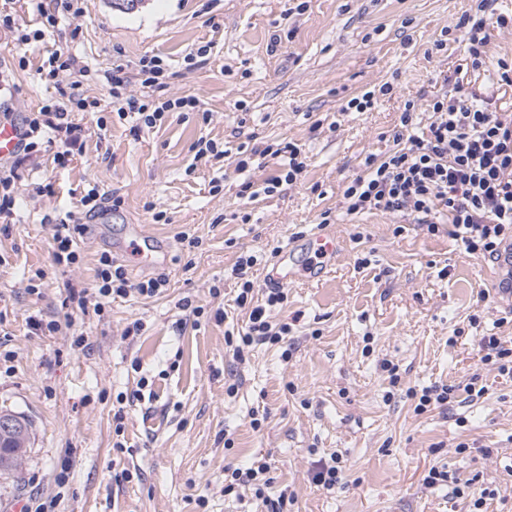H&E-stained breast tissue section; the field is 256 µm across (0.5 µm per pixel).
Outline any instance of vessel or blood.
Returning a JSON list of instances; mask_svg holds the SVG:
<instances>
[{
  "mask_svg": "<svg viewBox=\"0 0 512 512\" xmlns=\"http://www.w3.org/2000/svg\"><path fill=\"white\" fill-rule=\"evenodd\" d=\"M24 133L20 123L0 120V163L14 157ZM120 243L127 252L137 256L142 267H156L168 260V244L147 233L143 225L125 226ZM337 251L336 237L328 232H316L291 242L267 269L265 282L273 287L301 278L311 281L322 279ZM498 269L497 294L502 303L512 309V245L502 249Z\"/></svg>",
  "mask_w": 512,
  "mask_h": 512,
  "instance_id": "vessel-or-blood-1",
  "label": "vessel or blood"
}]
</instances>
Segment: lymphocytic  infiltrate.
Here are the masks:
<instances>
[{"label": "lymphocytic infiltrate", "mask_w": 512, "mask_h": 512, "mask_svg": "<svg viewBox=\"0 0 512 512\" xmlns=\"http://www.w3.org/2000/svg\"><path fill=\"white\" fill-rule=\"evenodd\" d=\"M27 2L42 27L20 35L17 42L22 46L43 40L46 29L56 27L61 16L77 19L84 13L83 0ZM37 73L40 81L55 88L56 93L27 113L22 121L25 137L16 157L0 166L1 219L14 213L19 169L40 153L43 145L54 147L52 162L60 168L82 150L90 127L75 122L74 113H91L94 128L103 131L107 128L105 112H113L128 123L135 137L161 127L176 112L195 113L205 125L211 122V112L197 97L167 96L168 66L157 55H143L134 63L118 58L94 68L69 49L54 45L44 48ZM135 80L148 87V94L132 93L130 85ZM97 82L110 86L111 102L91 95L90 86ZM414 109V103H406L402 128L394 135V149L380 158L367 157L365 174L346 185L343 198L347 213L400 216L425 227L432 235L447 224L465 253L498 259L502 248L512 242V114L492 111L490 100L465 94L460 88L453 96L433 99L424 128H415ZM258 156L276 159L278 164L276 175L265 181L263 191L267 194L295 184L306 167L301 148L291 141L265 145ZM104 201L98 189H88L76 205L79 221L55 225L52 240L57 266L79 264L76 237L86 230L83 219L95 215ZM257 263L256 255L245 254L232 268L238 285L235 304L246 311L248 319L241 329L226 332L224 341L238 355L256 346L278 345L291 330L289 324L276 321L272 315L273 308L287 299L283 288L266 289L263 301H256L253 269ZM167 284L162 274L130 281L124 264L105 252L98 259L92 288L69 289L65 302L84 310L92 300L101 306L133 294L154 297ZM274 482L272 466L263 455L252 457L247 466L224 468L225 494L246 487L263 500L268 512H287V492L274 497L269 494Z\"/></svg>", "instance_id": "obj_1"}]
</instances>
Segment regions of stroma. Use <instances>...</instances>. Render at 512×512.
<instances>
[{
  "instance_id": "obj_1",
  "label": "stroma",
  "mask_w": 512,
  "mask_h": 512,
  "mask_svg": "<svg viewBox=\"0 0 512 512\" xmlns=\"http://www.w3.org/2000/svg\"><path fill=\"white\" fill-rule=\"evenodd\" d=\"M84 9L79 36L63 23L47 41L91 64L160 55L170 93L198 97L213 118L205 126L174 117L136 140L112 113L66 168L21 169L15 216L0 222V410L29 421L30 445L19 470L0 476V512L18 501L44 512H267L251 491L224 492L225 466L257 453L271 459L275 490L294 495L288 512H471L453 487L424 484L434 465L458 486L494 490L487 512H512V377L485 365L480 348L484 336L512 338V311L491 294L495 263L404 218L346 214L342 198L367 156L393 149L406 101L424 122L430 101L459 84L512 113V87L496 67L512 57V27L489 23L486 64L475 70L457 27L475 0H140L132 9L84 0ZM202 41L214 44L209 64L186 70V51ZM20 56L13 34L0 33L18 115L51 94L35 78L37 48L24 54L27 67ZM385 84L389 94L379 95ZM370 90L378 93L371 109L344 111ZM323 117L334 129L311 132ZM203 136L231 155L290 140L307 167L288 190L251 200L241 183L261 190L272 166L242 174L230 159H195ZM92 186L121 198L113 226L142 224L168 242L166 265L122 258L132 281L167 275L161 295L118 299L98 314L63 308L68 288L91 287L100 254L112 249L94 225L78 241V267L53 259L55 224ZM148 200L166 222L153 223ZM322 225L336 235V258L323 281L286 285L287 302L272 312L292 327L285 346L237 360L224 342L225 330L246 321L234 304L237 257L268 254ZM185 231L196 247L181 242ZM36 270L44 278L31 294L22 276ZM185 297L201 307L198 323L179 308ZM219 308L225 321L214 318ZM31 316L61 327L32 331ZM136 320L143 330L125 336ZM76 331L86 348L73 347ZM386 361L398 367V386ZM143 376L153 401L134 397ZM441 384L476 393L415 413L407 388ZM256 411L265 415L257 429ZM334 452L347 470L328 492L311 473Z\"/></svg>"
}]
</instances>
